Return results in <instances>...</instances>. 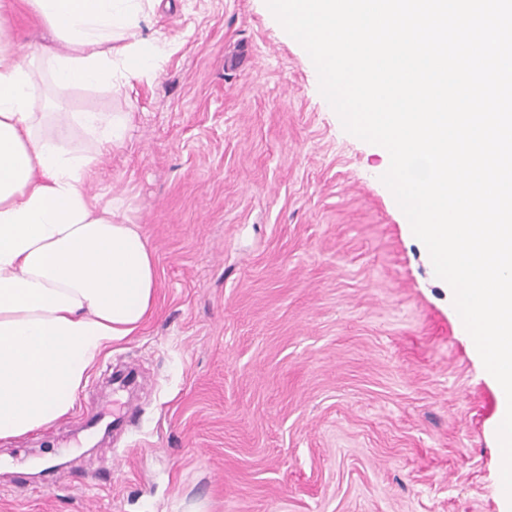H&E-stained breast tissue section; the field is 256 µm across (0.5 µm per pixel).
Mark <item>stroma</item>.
<instances>
[{
  "instance_id": "obj_1",
  "label": "stroma",
  "mask_w": 512,
  "mask_h": 512,
  "mask_svg": "<svg viewBox=\"0 0 512 512\" xmlns=\"http://www.w3.org/2000/svg\"><path fill=\"white\" fill-rule=\"evenodd\" d=\"M167 51L94 190L157 258L153 315L74 409L0 440V512H501L498 394L425 245L265 0H164Z\"/></svg>"
}]
</instances>
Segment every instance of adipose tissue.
Wrapping results in <instances>:
<instances>
[{
  "label": "adipose tissue",
  "instance_id": "obj_1",
  "mask_svg": "<svg viewBox=\"0 0 512 512\" xmlns=\"http://www.w3.org/2000/svg\"><path fill=\"white\" fill-rule=\"evenodd\" d=\"M161 0H0V439L67 415L90 370L151 315L157 260L120 197L91 188L128 112H45L39 80L114 91L155 69L161 44L137 38ZM54 42L20 52L18 4Z\"/></svg>",
  "mask_w": 512,
  "mask_h": 512
}]
</instances>
